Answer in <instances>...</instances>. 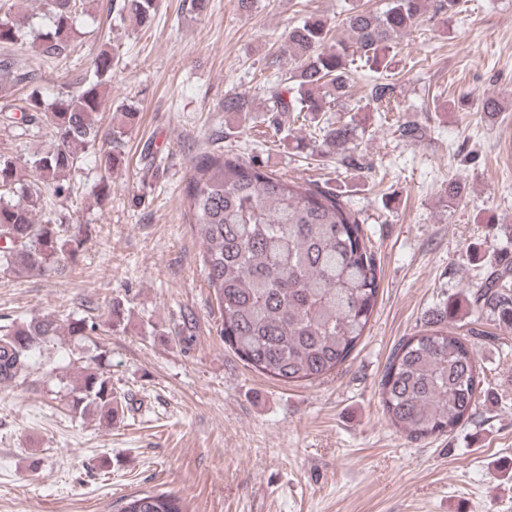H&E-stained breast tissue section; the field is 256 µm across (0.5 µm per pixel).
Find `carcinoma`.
I'll return each instance as SVG.
<instances>
[{"label": "carcinoma", "mask_w": 512, "mask_h": 512, "mask_svg": "<svg viewBox=\"0 0 512 512\" xmlns=\"http://www.w3.org/2000/svg\"><path fill=\"white\" fill-rule=\"evenodd\" d=\"M83 0H46L47 30L36 52L61 59L70 54L75 15ZM118 11L139 25L149 23L156 0H118ZM7 5L0 17V45H15L29 24L26 14ZM428 0H390L381 13L357 10L347 16V36L330 37L327 20L310 17L284 35L292 63L288 80L275 84L269 127L278 132L290 112L326 111V97L345 105L350 98L354 57L375 69L399 37L425 17ZM115 55L100 49L90 73L76 89L45 105L34 88L21 107L22 120L49 130L50 144L30 162L0 153V270L16 267L39 276L60 274L78 261L89 239L88 227L36 222L38 184L56 196L70 195L66 177L79 168L86 151L102 140V175L93 194L105 199L112 174L126 165L116 142L132 127L128 106L117 127L100 133L94 116L107 102ZM37 74L9 55H0V84L26 85ZM290 98H285L288 93ZM394 86L376 81L371 99L391 104ZM226 112H250V99L236 94L224 100ZM322 144L355 165L359 143L354 120L322 127ZM185 187L189 224L201 240L202 269L220 314L219 335L254 370L285 383H312L342 367L354 353L373 316L380 289L379 268L362 224L338 195L311 181L284 179L248 162L224 146L210 143L192 161ZM512 324V266L494 270L465 303L450 300L440 316L453 319L462 307ZM102 323L88 315L66 319V334H97ZM61 325L33 318L0 333V385L23 383L43 344L60 335ZM486 331L473 321L466 330L433 325L402 340L391 352L379 382L380 402L391 424L413 441L452 433L475 415L480 366L474 340ZM107 351L89 357L68 393L75 415H93L108 427L124 416L126 397L112 386ZM120 512H183L171 492L133 495Z\"/></svg>", "instance_id": "carcinoma-1"}]
</instances>
